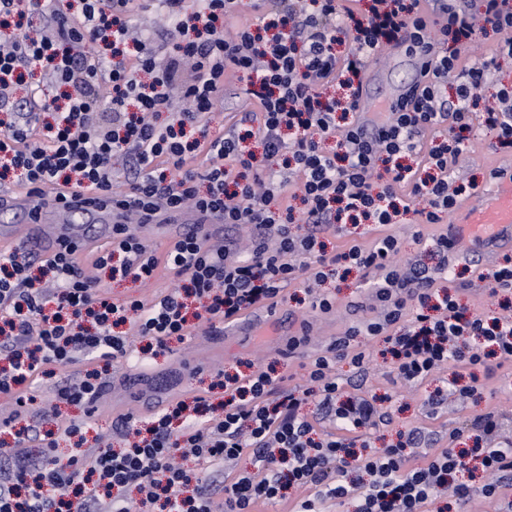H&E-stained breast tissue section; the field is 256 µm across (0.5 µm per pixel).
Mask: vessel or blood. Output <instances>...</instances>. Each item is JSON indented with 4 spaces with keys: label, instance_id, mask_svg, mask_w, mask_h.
Segmentation results:
<instances>
[{
    "label": "vessel or blood",
    "instance_id": "obj_1",
    "mask_svg": "<svg viewBox=\"0 0 512 512\" xmlns=\"http://www.w3.org/2000/svg\"><path fill=\"white\" fill-rule=\"evenodd\" d=\"M0 212L12 215V223L0 226V251L24 248L40 252L55 248L58 240L77 239L83 244L110 236L121 213L90 203L87 194L68 195L63 204L34 205L28 193L0 198Z\"/></svg>",
    "mask_w": 512,
    "mask_h": 512
}]
</instances>
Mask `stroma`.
I'll use <instances>...</instances> for the list:
<instances>
[{"instance_id":"stroma-1","label":"stroma","mask_w":512,"mask_h":512,"mask_svg":"<svg viewBox=\"0 0 512 512\" xmlns=\"http://www.w3.org/2000/svg\"><path fill=\"white\" fill-rule=\"evenodd\" d=\"M495 142L494 131L475 126L474 151L464 162L462 172L467 179L477 182V193L461 204L452 216L453 223L503 224L512 217V181H497L489 176L492 168L512 167V152L494 151ZM507 254L512 256V240H500L491 248L476 246L467 238L462 240L453 278L455 285L461 288L464 303L495 312L496 300L490 296L484 282L478 280L477 272L492 267ZM330 291L335 305L329 312L314 311L298 303L297 289L290 286L285 288L273 311L256 310L250 315L248 325L227 326L218 336L198 331L184 342L172 343L170 352L157 357L142 353L140 338H133L130 355L112 365V391L89 410L59 405L62 416L67 420L90 419L88 439L106 436L117 448L122 440L112 433L113 418L131 411L146 421L168 407L176 397L205 396L219 401L221 391L211 387L218 373L273 364L281 373L292 376L294 384H302V364L308 363L329 341L342 336L354 319L372 320L378 315L369 305L358 315L348 312L349 303L363 302L366 295L359 273H350L345 279L331 283ZM303 330L309 333L308 343L295 352H287L289 337ZM78 371V366L74 365L58 370L53 378L38 380L32 388L34 403L17 414L10 405L0 406V421L9 417L19 427L34 423L43 410L57 405L58 384L78 379ZM336 374L343 392H352L359 383L364 390L383 397L382 408L391 421L374 432L371 442L376 448L396 443L399 432L410 423L422 426L429 439L444 440L449 432L462 427L465 420L488 408L496 406L512 412V366L490 373L479 371L477 389L470 399L462 403L448 402L435 409L426 405L425 397L441 385L442 376H434L412 387L390 374L385 366L376 365L362 379L346 360L337 364Z\"/></svg>"}]
</instances>
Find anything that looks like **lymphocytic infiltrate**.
<instances>
[{
	"label": "lymphocytic infiltrate",
	"mask_w": 512,
	"mask_h": 512,
	"mask_svg": "<svg viewBox=\"0 0 512 512\" xmlns=\"http://www.w3.org/2000/svg\"><path fill=\"white\" fill-rule=\"evenodd\" d=\"M426 2L369 0L360 13L349 0H252L258 20L250 23L240 18L242 0H163L169 29L160 54L134 25L147 0H0V112L9 117L0 124V181L14 174L38 201L81 186L124 218L87 269L81 245L68 241L44 259L0 253L1 397L27 406L37 380L85 362L79 382L60 386L57 406L42 416L58 417L62 403L93 405L131 337L163 350L200 322L217 336L244 313L275 307L293 284L311 309L326 312L335 299L321 286L342 267L361 271L382 309L312 358L302 386L286 387L273 367L225 377L218 415L196 396L141 428L134 415L118 416L122 448L97 441L62 456L54 431H16L12 448L0 450V512H254L286 499L292 512H322L342 498L355 501V512H423L444 495L512 512L503 412L467 420L444 448L421 452L425 434L414 424L376 448L371 435L388 420L379 396L343 394L336 380L342 360L360 372L371 365L370 352L353 344L358 336L390 335L392 369L406 383L450 369L447 386L427 397L432 406L472 396L476 387L463 377L474 366L512 365V302L488 320L443 284L456 234L434 238L439 262L428 268L406 260L388 231L412 209L421 225L446 223L475 195L473 182L455 176L475 121L512 149V86L500 87L497 109L475 117L491 62L461 54L473 24L456 12L431 19ZM484 16L497 34L494 56L512 57V0H484ZM29 18L38 31L24 29ZM345 31L352 44L340 55ZM402 43L424 54L422 78L381 124L366 126L358 112L366 66ZM459 71L466 81L447 95ZM37 72L41 80L18 96L24 76ZM241 75V124L212 132L225 83ZM331 137L332 152L324 146ZM185 210L250 228L249 251L229 236L212 243L201 224L184 225L161 252L137 231L158 213ZM301 223L309 232H295ZM337 224L381 233L331 254L315 230ZM161 269L177 285L150 301L115 299L103 288L106 276L145 284ZM311 403L312 416L304 412ZM247 450L250 470L236 471ZM289 489L296 497H286Z\"/></svg>",
	"instance_id": "f902f5d3"
}]
</instances>
